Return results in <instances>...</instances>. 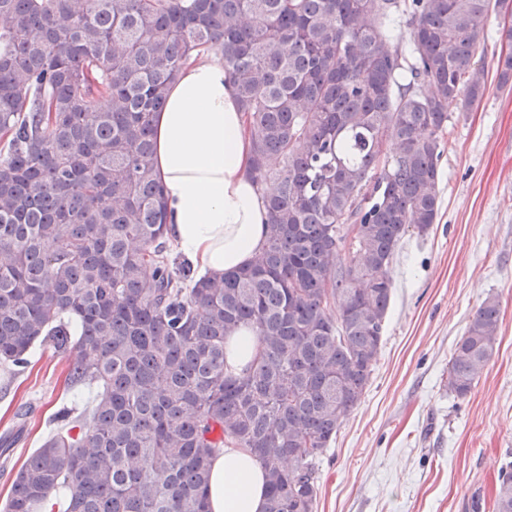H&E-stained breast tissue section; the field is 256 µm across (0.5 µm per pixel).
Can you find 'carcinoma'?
<instances>
[{"label":"carcinoma","mask_w":512,"mask_h":512,"mask_svg":"<svg viewBox=\"0 0 512 512\" xmlns=\"http://www.w3.org/2000/svg\"><path fill=\"white\" fill-rule=\"evenodd\" d=\"M498 0H0V366L51 346L97 388L14 473L0 512H210L211 461L248 450L265 512H315L319 458L371 379L390 263L441 207L448 104L484 97ZM407 18L408 49L390 35ZM497 60L512 84V27ZM236 87L267 197L262 249L196 279L169 259L153 123L193 53ZM346 262L338 264L341 253ZM259 351L226 370V339ZM488 297L448 361L466 397L495 351ZM512 512V465L492 504Z\"/></svg>","instance_id":"obj_1"}]
</instances>
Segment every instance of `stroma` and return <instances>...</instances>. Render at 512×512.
I'll use <instances>...</instances> for the list:
<instances>
[{"mask_svg": "<svg viewBox=\"0 0 512 512\" xmlns=\"http://www.w3.org/2000/svg\"><path fill=\"white\" fill-rule=\"evenodd\" d=\"M504 16L492 15L478 56L487 91L452 116L440 160L442 203L423 236L407 233L391 262L384 342L365 394L319 463L316 512H469L512 463V86L498 87ZM500 304L496 350L472 392L447 387L456 341L487 297ZM51 350L13 374L0 369V437L19 468L59 408L83 412L95 390L65 392Z\"/></svg>", "mask_w": 512, "mask_h": 512, "instance_id": "obj_1", "label": "stroma"}]
</instances>
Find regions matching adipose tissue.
Returning <instances> with one entry per match:
<instances>
[{
    "mask_svg": "<svg viewBox=\"0 0 512 512\" xmlns=\"http://www.w3.org/2000/svg\"><path fill=\"white\" fill-rule=\"evenodd\" d=\"M155 116L152 167L163 185L168 233L200 274L248 266L268 210L249 177L252 143L223 60L191 57ZM211 512H264L265 478L252 456L228 448L211 464Z\"/></svg>",
    "mask_w": 512,
    "mask_h": 512,
    "instance_id": "obj_1",
    "label": "adipose tissue"
}]
</instances>
